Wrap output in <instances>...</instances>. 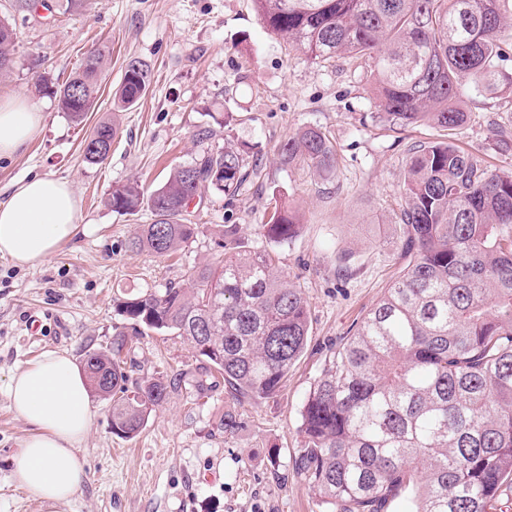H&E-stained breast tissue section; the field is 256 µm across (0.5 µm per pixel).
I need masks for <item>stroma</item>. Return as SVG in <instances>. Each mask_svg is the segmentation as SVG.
Wrapping results in <instances>:
<instances>
[{"label":"stroma","mask_w":512,"mask_h":512,"mask_svg":"<svg viewBox=\"0 0 512 512\" xmlns=\"http://www.w3.org/2000/svg\"><path fill=\"white\" fill-rule=\"evenodd\" d=\"M16 27L10 72L0 97L25 96L41 110V131L15 156L0 159V203L19 179H65L80 201L81 230L37 267L0 258V512H45L12 481L17 445L28 431L11 409L12 372L48 350L76 360L110 346L130 324L118 299L184 286L189 270L220 264L225 251L262 250L308 300L306 347L273 398L238 399L223 384L197 389L201 362L181 337L151 330L129 339L123 368L129 382L162 374L178 379L165 403L132 440L112 431L110 397L93 396L94 421L83 450L86 476L64 512H323L295 469L304 439L300 411L329 357L354 324L383 296L403 261L394 215L412 145L444 138L423 125L393 129L376 117L363 64L314 61L270 34L252 0H81L66 15L37 9L19 15L0 0V19ZM108 45L111 57L100 98L75 125L49 90L67 80L83 56ZM146 62L152 82L130 110L113 113V98L130 60ZM467 122L453 139L494 168L512 166L495 154L500 129L512 131V90L469 94ZM115 118L108 159L85 161L84 139L98 122ZM304 126L333 140L336 171L319 176L305 164H281L279 145ZM232 137L249 152V175L234 197L215 193L192 202L194 241L159 257L129 246L137 215L112 212V189L136 183L152 190L202 148ZM300 218L298 235L277 243L262 226L275 203ZM235 225L227 248L217 241ZM241 429L221 432L224 413ZM277 463H270V454Z\"/></svg>","instance_id":"stroma-1"}]
</instances>
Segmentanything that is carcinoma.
<instances>
[{
	"mask_svg": "<svg viewBox=\"0 0 512 512\" xmlns=\"http://www.w3.org/2000/svg\"><path fill=\"white\" fill-rule=\"evenodd\" d=\"M267 29L314 60H361L378 118L391 128L431 124L451 131L467 120L464 89L480 95L512 88V0H253ZM16 32L0 20V75L10 70ZM107 50L89 52L54 91L80 125L97 102ZM149 66L128 63L115 95L126 111L146 93ZM117 135L111 123L90 133V164L104 162ZM492 149L512 154V133ZM280 162L314 171L336 168L337 150L317 127L278 149ZM247 177L244 150L231 140L175 169L150 192L112 190L121 215L147 208L130 247L165 256L195 235L187 223L194 194L232 195ZM396 223L407 264L382 298L336 349L310 389L296 461L328 512H388L408 496L410 512H495L512 495V169L448 141L409 150ZM265 235L286 242L299 222L276 206ZM138 326L172 332L204 361L195 381L219 378L236 397L266 400L303 353L309 309L300 289L261 250L234 252L221 267L195 266L185 288H167L117 304ZM126 333L89 352L85 370L98 394L115 388L112 429L135 437L173 383L150 377L129 389L120 367Z\"/></svg>",
	"mask_w": 512,
	"mask_h": 512,
	"instance_id": "1",
	"label": "carcinoma"
}]
</instances>
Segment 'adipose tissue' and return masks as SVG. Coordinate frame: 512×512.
I'll return each mask as SVG.
<instances>
[{
    "instance_id": "ef3b65f1",
    "label": "adipose tissue",
    "mask_w": 512,
    "mask_h": 512,
    "mask_svg": "<svg viewBox=\"0 0 512 512\" xmlns=\"http://www.w3.org/2000/svg\"><path fill=\"white\" fill-rule=\"evenodd\" d=\"M43 114L18 96L0 99V158L16 153L41 129ZM80 202L51 175L14 183L0 203V257L21 267L45 263L79 231ZM10 405L29 427L16 454L13 480L47 512H60L85 475L80 453L94 413L91 386L75 359L49 350L11 373Z\"/></svg>"
}]
</instances>
